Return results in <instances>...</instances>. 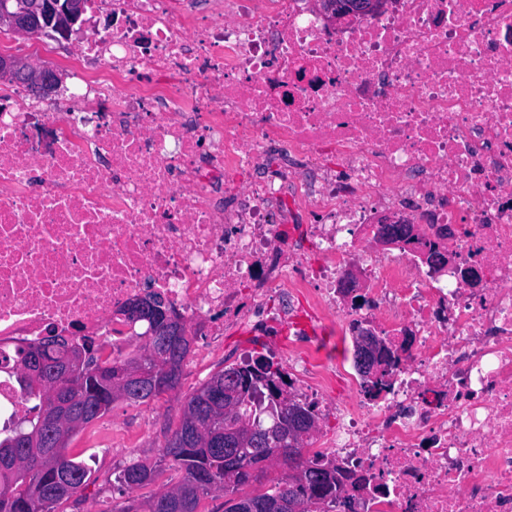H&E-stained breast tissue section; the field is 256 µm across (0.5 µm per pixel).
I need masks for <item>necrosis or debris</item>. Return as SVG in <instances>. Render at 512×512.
I'll list each match as a JSON object with an SVG mask.
<instances>
[{"label":"necrosis or debris","mask_w":512,"mask_h":512,"mask_svg":"<svg viewBox=\"0 0 512 512\" xmlns=\"http://www.w3.org/2000/svg\"><path fill=\"white\" fill-rule=\"evenodd\" d=\"M311 3L87 0L59 91L0 92V355L126 352L158 293L335 420L356 512H512V0ZM301 296L380 370L274 338Z\"/></svg>","instance_id":"obj_1"}]
</instances>
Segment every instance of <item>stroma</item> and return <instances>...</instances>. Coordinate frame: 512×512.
<instances>
[{
	"instance_id": "1",
	"label": "stroma",
	"mask_w": 512,
	"mask_h": 512,
	"mask_svg": "<svg viewBox=\"0 0 512 512\" xmlns=\"http://www.w3.org/2000/svg\"><path fill=\"white\" fill-rule=\"evenodd\" d=\"M252 344L253 335L248 328L230 333L225 336L222 349L208 352L199 374L183 376L174 393L141 405L116 403L111 412L74 435L67 452L91 467L94 482L64 501L59 512H93L100 503L116 510L130 506L135 512H143L149 497L174 478V470L164 469L155 482L136 490L121 488L115 480L117 473L133 460L160 461L166 440L179 423L186 397L223 369L225 354Z\"/></svg>"
}]
</instances>
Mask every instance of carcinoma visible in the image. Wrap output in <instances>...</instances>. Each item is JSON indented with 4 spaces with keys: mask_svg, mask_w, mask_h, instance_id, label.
I'll return each instance as SVG.
<instances>
[{
    "mask_svg": "<svg viewBox=\"0 0 512 512\" xmlns=\"http://www.w3.org/2000/svg\"><path fill=\"white\" fill-rule=\"evenodd\" d=\"M159 334V324L147 320L143 343L115 358L101 357L94 339L84 337L73 343L87 354L84 362L75 361L69 349L62 352L44 345L39 349L46 369L41 384L26 378L30 353L25 348L18 347L12 356L3 357L32 406L22 420L0 426V512H55L58 504L90 483L91 468L69 457L64 444L109 412L116 402L137 405L164 394L160 390L123 395L113 384L117 370L137 359H163ZM228 371L235 377L226 383L224 374ZM277 379L278 370L269 364L229 366L186 398L180 424L168 437L163 453L171 459L178 480L151 496L145 512H198L201 499L213 492L224 493V512H239L234 501L259 492L255 485L262 484L266 473L263 462L272 455V449L249 448L226 455L224 449L212 447L209 437L224 436L227 424L238 421L251 424L258 433L276 426L288 435L291 415L300 404L281 397ZM216 388L236 393L234 416L226 418L223 411L215 410L204 431L199 432L197 413ZM50 399L64 420L57 429L47 427L41 419L42 404ZM280 465L285 471L263 492L274 512H295L291 504L305 499L317 498L323 505L334 503L345 490L340 470L329 460L305 458L298 452ZM159 474V465L133 460L119 471L115 482L134 490L154 482Z\"/></svg>",
    "mask_w": 512,
    "mask_h": 512,
    "instance_id": "obj_1",
    "label": "carcinoma"
}]
</instances>
